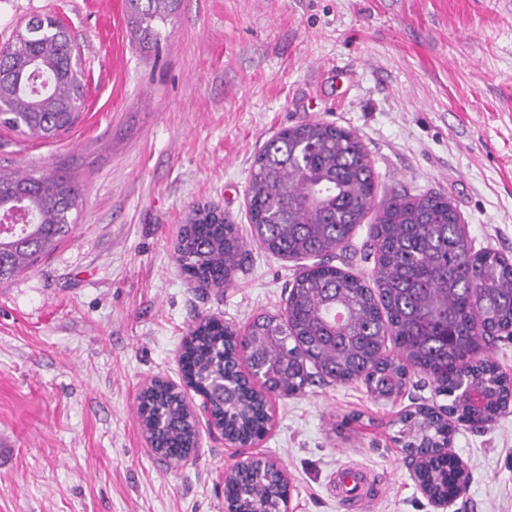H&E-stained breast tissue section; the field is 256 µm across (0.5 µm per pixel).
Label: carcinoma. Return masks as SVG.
Listing matches in <instances>:
<instances>
[{
	"mask_svg": "<svg viewBox=\"0 0 512 512\" xmlns=\"http://www.w3.org/2000/svg\"><path fill=\"white\" fill-rule=\"evenodd\" d=\"M128 26L141 49L164 38L181 0H129ZM70 32L53 15H35L0 46V125L23 138L54 139L79 120L83 84ZM82 197L70 173L38 176L0 168V204L16 203L33 220L19 232L0 228V283L34 265L67 237ZM374 286L326 263L347 249L370 212ZM248 215L260 247L283 258H318L289 291L285 311L256 318L245 335L203 319L181 353L190 387L211 388V414L243 441L264 431L263 396L240 382L238 362L261 361L263 385L283 396L303 391L307 365L334 382L361 379L383 399L398 395L419 371L439 396L455 378L471 376L490 396L474 421L467 405L423 406L400 419L407 443L448 446L452 419L484 427L512 398V380L489 359L467 357L478 343L512 325V261L492 249L473 250L456 232L457 214L437 194L394 193L376 200V178L359 138L319 121H303L269 139L256 155L248 184ZM176 262L201 290L222 288L240 267L245 243L236 225L210 206L194 208L175 250ZM393 341L402 358L386 354ZM138 414L151 442L172 461L197 443L196 420L181 391L152 383ZM457 472L427 457L419 478L432 497L448 493ZM269 465L254 468L225 493L235 512H285V491Z\"/></svg>",
	"mask_w": 512,
	"mask_h": 512,
	"instance_id": "obj_1",
	"label": "carcinoma"
}]
</instances>
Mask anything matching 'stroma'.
<instances>
[{"mask_svg": "<svg viewBox=\"0 0 512 512\" xmlns=\"http://www.w3.org/2000/svg\"><path fill=\"white\" fill-rule=\"evenodd\" d=\"M113 0H0V44L29 17L77 40L85 103L50 140L0 126V166L69 168L74 228L0 285V512H227L239 449L200 427L186 459L157 456L137 413L154 380L185 385L180 353L203 317L243 332L282 313L302 262L261 248L246 190L280 130L353 131L378 196H447L475 248L512 260V0H182L156 55L112 32ZM239 227L230 286L200 292L175 262L196 205ZM423 374L375 398L363 381L272 395L251 451L278 462L288 512H346L336 474L366 470L363 512H437L397 441L398 419L441 405ZM466 490L447 512H512V405L486 428L457 424Z\"/></svg>", "mask_w": 512, "mask_h": 512, "instance_id": "1", "label": "stroma"}]
</instances>
